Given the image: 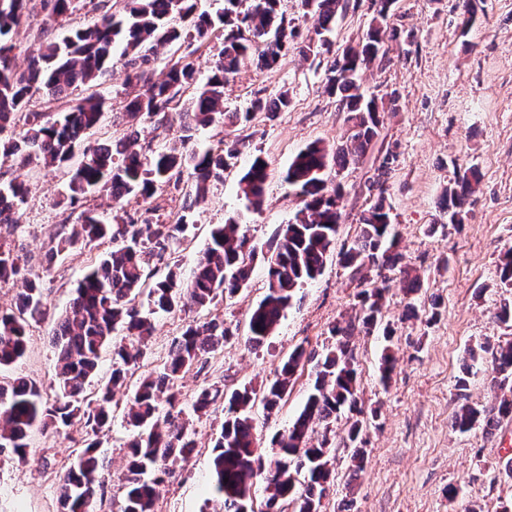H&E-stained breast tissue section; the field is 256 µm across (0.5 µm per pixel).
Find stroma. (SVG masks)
Returning a JSON list of instances; mask_svg holds the SVG:
<instances>
[{"mask_svg": "<svg viewBox=\"0 0 512 512\" xmlns=\"http://www.w3.org/2000/svg\"><path fill=\"white\" fill-rule=\"evenodd\" d=\"M473 5L477 20L467 29L462 25L464 0H396L387 19L393 35L385 40L386 59L361 72L360 84L383 99L397 96V109L384 112L378 139L357 164L328 170V187L343 192L333 250L322 274L298 290L296 304L256 349L245 337L249 315L265 294V257L302 207L283 176L292 157L308 144L340 142L346 114L324 89V64L292 50L271 71L245 62L224 89L225 111H245L254 98L282 90L291 98L287 110L257 113L243 126L202 129L194 139L195 146L204 147L241 135L247 147L237 166L211 183L206 202L189 214L184 240L171 244V259L183 272H190L211 228L243 211L236 185L254 156L267 160L270 179L261 211L249 214L244 226L258 250L251 282L217 307L234 336L202 372L179 380L186 403L212 384L228 391L243 384L263 387L276 378L294 348L322 354L331 341L330 328L359 311V294L370 288L374 274L344 267L340 253L356 238L363 211L381 195L371 186L377 168L383 158L391 160L382 195L400 234L403 262L420 275L422 287L407 296L399 282L391 283L383 320L394 331L392 340L379 333L352 338L360 373L365 469L353 474L351 449L337 447L323 512H500L502 504L512 502V478L502 469L512 458V419L491 435L479 428L458 433L450 427L463 403L482 405L494 396L484 360L473 363L466 390L458 389L469 349L512 340V327L496 317L501 303L512 301V291L503 292L496 273L499 256L512 247V0H474ZM374 15L372 0H346L331 34L336 49L355 44ZM124 80L118 63L111 77L96 86L108 108L102 125L86 134L85 145L126 133ZM459 164L476 166L481 183L457 228L441 213L439 202ZM13 178L25 181L30 192L20 206L19 225L0 227V242L15 247L28 269L41 275L46 313L30 323L28 351L4 375L27 377L45 390L54 379V321L108 245L51 255L57 235L78 223L81 213L68 204V176L52 167L0 165V182ZM434 305L440 317L432 323L428 312ZM203 316V311L180 308L156 314L144 370L158 366L172 341ZM386 351L395 358V370L384 384L378 366ZM314 377L315 364L307 362L278 412L255 407V432L266 455H273L272 438L287 429ZM116 398L112 426L100 436L101 450L111 462L114 480L108 489L114 495L131 435L124 419L127 396L120 391ZM223 421L219 410L194 421L198 452L187 465L170 469L157 512H202L211 496V440ZM85 439L79 422L59 435L37 429L30 435L26 462L0 457V512H57V476Z\"/></svg>", "mask_w": 512, "mask_h": 512, "instance_id": "1", "label": "stroma"}]
</instances>
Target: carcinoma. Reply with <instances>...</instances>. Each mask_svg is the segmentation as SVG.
Masks as SVG:
<instances>
[{"instance_id":"1","label":"carcinoma","mask_w":512,"mask_h":512,"mask_svg":"<svg viewBox=\"0 0 512 512\" xmlns=\"http://www.w3.org/2000/svg\"><path fill=\"white\" fill-rule=\"evenodd\" d=\"M342 0H301L302 8L315 18V36L298 42L299 33L280 8L281 0H224V10L212 18L198 13L195 0H124L122 10L112 12L107 0L94 9L100 20L66 35H58L56 23L71 13L75 0H41L45 16L40 41L31 51L27 66L14 64L12 33L27 17L29 0H0V152L23 163L46 167L71 165L68 182L69 204H79L85 195L101 189L112 201L130 197L148 202L157 191L184 179L191 180L185 193L184 214L172 224L153 220L148 207L124 224H106L93 211L80 214V223L62 236L56 252L85 247L100 240L112 242V249L98 256L78 283L76 296L65 315L55 324L52 336L57 350L54 399L43 398L35 383L24 377L0 380V456L7 453L24 461L29 453L28 436L35 429L56 433L73 421L83 423L88 438L75 451V459L59 475L58 512H97L106 501L108 460L99 451L98 436L112 423L116 391L128 385L135 367L144 358L154 332L153 314L170 312L179 304L207 310L219 300L235 296L248 286L257 246L243 230L244 214L215 225L201 255L186 280H178L166 262L170 242L183 233L187 215L206 201L208 185L223 179L224 171L235 167L246 148L245 140H219L217 144L185 153L146 152L131 134L82 152L73 160L88 131L98 127L106 111V100L98 94L83 97L54 120L27 108L34 93L47 102L62 103L73 92L103 79L119 56L127 71L128 84L136 87L128 101L124 119L137 123L154 119L164 125L172 110L178 113L183 140L214 124L248 122L256 112L275 113L288 108V93L256 98L245 112L224 111V86L241 62L253 60L270 70L289 49L307 58L329 56L325 69L326 90L339 97L349 113V134L345 143L330 152L312 144L299 151L288 167L285 180L302 198L303 208L295 221L285 225L276 250L267 258L268 284L263 299L252 310L246 343L256 348L279 325L293 306L301 286L315 280L324 270L338 232L341 218V187L327 189L326 173L355 163L379 135L382 112L378 98L360 90L361 70L385 57L386 30L372 23L354 46L336 53L326 33L336 24ZM224 30V48L213 62L206 82L197 83L189 56L172 57L165 79L153 78L159 50L182 45L188 35L202 43L216 30ZM14 134L3 137L8 131ZM269 179L267 161L256 156L238 181V193L246 211L260 210ZM478 169L467 167L455 175L441 198L448 223L464 222L465 208L478 185ZM29 192L23 182L0 183V224L18 225L19 205ZM360 233L342 253L344 266L361 271L367 266L403 274L404 291L420 290V278L409 276L396 250L398 234L392 224L390 207L383 195L360 219ZM500 287L512 288V248L497 265ZM20 274L19 257L0 244V282ZM40 276L24 278L15 307L0 309V369L19 362L26 354L28 321L44 314ZM389 278L361 294L357 322H339L330 329L335 342L326 347L317 362L316 377L303 408L272 445V458L259 450L252 409L261 401L272 412L292 389L307 360L298 347L288 355L275 380L258 391L243 385L224 397L225 418L212 449L213 485L217 512H254L253 486L265 484V512H281L280 503H296L297 512H321L331 478L333 425L344 410L360 414L358 369L350 337L356 326L371 333L381 326L382 303ZM151 309L143 312L141 297ZM123 336L116 337L117 332ZM233 336L224 317L216 314L190 323L174 340L160 366L139 378L126 402L127 424L137 430L125 448V470L120 478L121 498L117 512H156L159 486L169 465L190 460L195 448L192 417H202L221 398V390L202 388L191 403L182 406L176 383L190 370L204 368L210 355L222 350ZM112 349V372L96 398L84 395L85 384L98 370L102 352ZM495 373L492 384L502 395L493 405L481 409L464 403L455 412L451 428L466 433L483 426L490 428L512 419V341L485 349ZM363 422L352 421L344 444L355 448V469L363 466L364 451L357 447ZM321 427L324 436L312 443L310 432Z\"/></svg>"}]
</instances>
